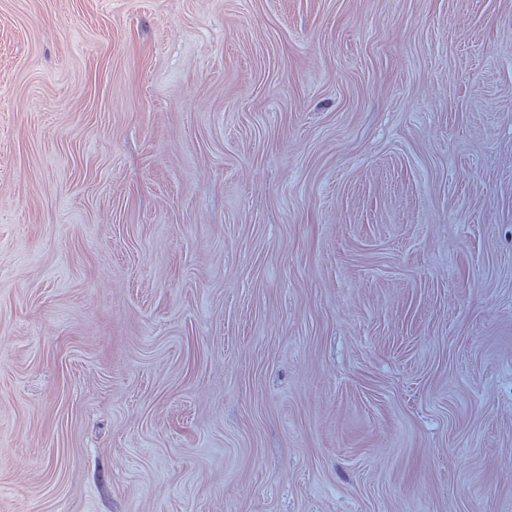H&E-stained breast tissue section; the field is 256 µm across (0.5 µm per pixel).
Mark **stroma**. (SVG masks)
Masks as SVG:
<instances>
[{"label": "stroma", "mask_w": 512, "mask_h": 512, "mask_svg": "<svg viewBox=\"0 0 512 512\" xmlns=\"http://www.w3.org/2000/svg\"><path fill=\"white\" fill-rule=\"evenodd\" d=\"M0 512H512V0H0Z\"/></svg>", "instance_id": "35a3bbf8"}]
</instances>
